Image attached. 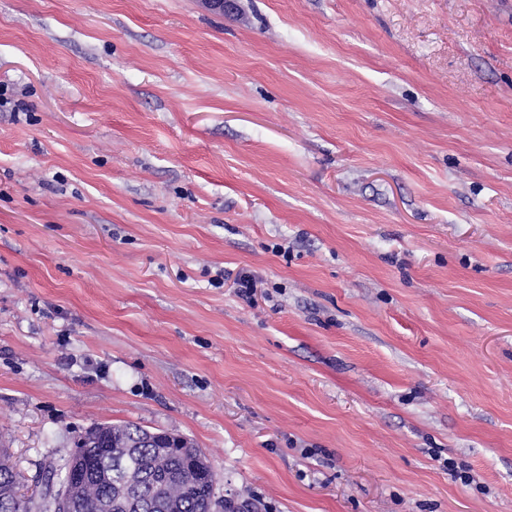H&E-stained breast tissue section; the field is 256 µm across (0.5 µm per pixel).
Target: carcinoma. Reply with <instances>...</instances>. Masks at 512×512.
<instances>
[{"mask_svg": "<svg viewBox=\"0 0 512 512\" xmlns=\"http://www.w3.org/2000/svg\"><path fill=\"white\" fill-rule=\"evenodd\" d=\"M148 435L134 423L90 426L63 466L45 471L46 495L68 481L78 488L75 512H208L215 488L204 477L189 479L193 455L153 448ZM0 512H33L7 472H0Z\"/></svg>", "mask_w": 512, "mask_h": 512, "instance_id": "cac0c4a2", "label": "carcinoma"}]
</instances>
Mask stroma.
<instances>
[{
	"mask_svg": "<svg viewBox=\"0 0 512 512\" xmlns=\"http://www.w3.org/2000/svg\"><path fill=\"white\" fill-rule=\"evenodd\" d=\"M0 84L20 494L130 421L255 512H512V0H0Z\"/></svg>",
	"mask_w": 512,
	"mask_h": 512,
	"instance_id": "obj_1",
	"label": "stroma"
}]
</instances>
